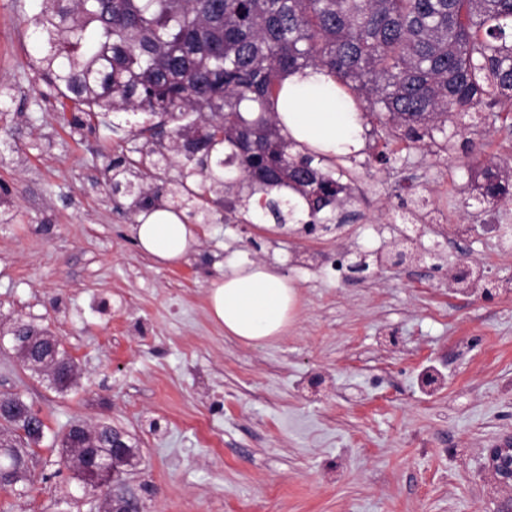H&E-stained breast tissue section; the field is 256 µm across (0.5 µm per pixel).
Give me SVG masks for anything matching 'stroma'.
Returning <instances> with one entry per match:
<instances>
[{"label":"stroma","instance_id":"obj_1","mask_svg":"<svg viewBox=\"0 0 512 512\" xmlns=\"http://www.w3.org/2000/svg\"><path fill=\"white\" fill-rule=\"evenodd\" d=\"M38 6L0 0V321L47 329L80 378L56 392L0 348V393L46 424L28 492L0 490V512H98L107 488L83 487L53 442L76 421L136 442L124 480L142 512H512L485 467L512 438V252L484 232L512 225V195L479 202L470 171L476 146L512 159V113L457 117L432 146L366 117L361 149L334 160L354 195L341 228L280 229L254 205L160 265L105 185L125 129L64 126L44 97ZM360 253L365 278L337 277ZM247 262L298 292L287 331L251 346L209 315L211 281ZM462 265L491 299L456 289Z\"/></svg>","mask_w":512,"mask_h":512}]
</instances>
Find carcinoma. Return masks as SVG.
Returning a JSON list of instances; mask_svg holds the SVG:
<instances>
[{"mask_svg":"<svg viewBox=\"0 0 512 512\" xmlns=\"http://www.w3.org/2000/svg\"><path fill=\"white\" fill-rule=\"evenodd\" d=\"M31 24L33 66L60 107L77 111L69 125L147 116L107 167L134 217L164 209L212 224L245 185L266 195L277 224L299 209L313 220L345 209L352 186L324 167L328 157L296 149L279 119L293 70H327L390 136L414 143L461 112L512 111V0H41ZM511 185L506 161L474 170L490 204ZM0 335L48 387L76 382L73 358L49 332L16 322ZM45 429L21 395L0 394V490L26 492ZM115 435L134 466L137 446L109 423H74L61 440L84 485L100 480L83 455L112 457Z\"/></svg>","mask_w":512,"mask_h":512,"instance_id":"1","label":"carcinoma"}]
</instances>
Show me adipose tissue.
I'll list each match as a JSON object with an SVG mask.
<instances>
[{"label": "adipose tissue", "instance_id": "obj_1", "mask_svg": "<svg viewBox=\"0 0 512 512\" xmlns=\"http://www.w3.org/2000/svg\"><path fill=\"white\" fill-rule=\"evenodd\" d=\"M280 118L290 136L324 153L359 149L363 116L352 98L315 68L289 73ZM131 233L140 248L162 265L184 261L198 243L192 225L170 211L158 210ZM210 317L226 335L256 344L283 334L295 316L297 291L287 278L261 264L240 265L210 284Z\"/></svg>", "mask_w": 512, "mask_h": 512}]
</instances>
